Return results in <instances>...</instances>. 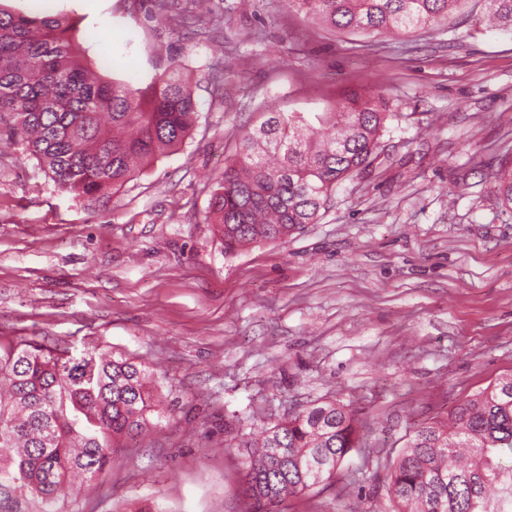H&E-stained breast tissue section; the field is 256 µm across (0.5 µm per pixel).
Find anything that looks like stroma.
I'll return each instance as SVG.
<instances>
[{"label":"stroma","instance_id":"1","mask_svg":"<svg viewBox=\"0 0 512 512\" xmlns=\"http://www.w3.org/2000/svg\"><path fill=\"white\" fill-rule=\"evenodd\" d=\"M210 6L222 19L198 34L161 23L154 0H0L68 18L109 76L146 82L179 58L201 107L181 146L99 202L0 141V347L135 357L169 408L64 512H250L245 440L313 401L353 410L379 455L352 451L273 512H387L362 468L383 471L418 425L512 371V214L494 179L512 163V33L485 0L392 40L284 0ZM353 92L394 114L374 164L288 241L225 253L206 217L240 134L267 110L321 112Z\"/></svg>","mask_w":512,"mask_h":512}]
</instances>
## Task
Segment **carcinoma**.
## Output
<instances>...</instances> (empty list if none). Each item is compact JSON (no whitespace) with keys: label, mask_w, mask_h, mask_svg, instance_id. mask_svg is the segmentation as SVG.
<instances>
[{"label":"carcinoma","mask_w":512,"mask_h":512,"mask_svg":"<svg viewBox=\"0 0 512 512\" xmlns=\"http://www.w3.org/2000/svg\"><path fill=\"white\" fill-rule=\"evenodd\" d=\"M168 26L202 22L205 0H155ZM331 30L372 37L410 34L448 19L463 0H290ZM512 27V0H486ZM198 102L182 63L143 84L110 79L80 59L73 25L57 15L0 10V137L29 153L62 190L99 201L144 163L187 139ZM391 117L381 95L352 96L312 122L268 110L246 131L209 203L224 252L285 242L315 224L332 191L372 165ZM512 212V165L496 171ZM145 365L97 347L79 354L18 344L0 354V512H62L72 478H102L114 442L148 427L153 406ZM363 447L353 411L309 405L266 429L247 452L245 491L271 505L331 480ZM512 373L474 393L447 417L417 426L391 465L394 512H512Z\"/></svg>","instance_id":"1"}]
</instances>
